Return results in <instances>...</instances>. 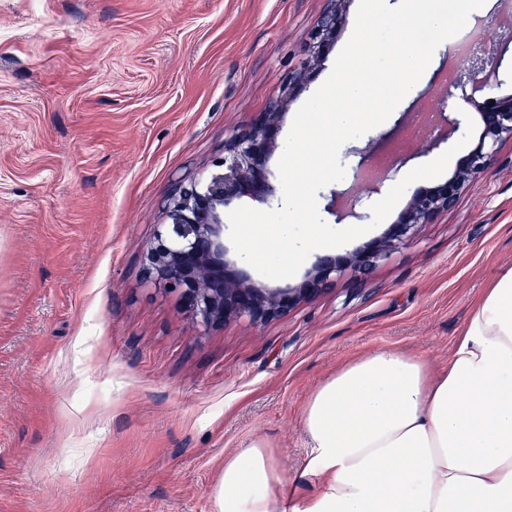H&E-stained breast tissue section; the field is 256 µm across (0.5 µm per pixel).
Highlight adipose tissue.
I'll use <instances>...</instances> for the list:
<instances>
[{"label": "adipose tissue", "instance_id": "adipose-tissue-1", "mask_svg": "<svg viewBox=\"0 0 512 512\" xmlns=\"http://www.w3.org/2000/svg\"><path fill=\"white\" fill-rule=\"evenodd\" d=\"M300 492L257 440L224 460L220 512H512V268L485 289L447 370L379 350L308 400Z\"/></svg>", "mask_w": 512, "mask_h": 512}]
</instances>
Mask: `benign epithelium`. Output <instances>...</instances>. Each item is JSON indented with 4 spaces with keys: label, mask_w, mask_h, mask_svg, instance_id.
I'll list each match as a JSON object with an SVG mask.
<instances>
[{
    "label": "benign epithelium",
    "mask_w": 512,
    "mask_h": 512,
    "mask_svg": "<svg viewBox=\"0 0 512 512\" xmlns=\"http://www.w3.org/2000/svg\"><path fill=\"white\" fill-rule=\"evenodd\" d=\"M349 0H328L318 25L310 32L299 67L288 74L279 94L266 109L243 128L224 138V156L214 162L206 177L180 186L166 205L167 222L160 225L155 245L143 255L142 275L159 281L179 296L183 309L206 328L222 327L247 319L265 323L288 316L304 300L334 287L345 275L368 277L392 251L406 244L422 224L432 223L453 209L461 196L498 160L502 145L512 142V95L497 96L501 85V59L475 56L459 63V79L441 90L427 92L439 102L441 133L428 136L415 156H425L448 143L452 135L466 133L465 116H477L480 130L473 147L448 179L414 191L397 221L381 237L352 252L322 257L303 279L285 288L257 284L228 257L224 245L227 208L244 198L271 209L282 207L283 196L269 166L271 158L284 149L280 134L288 109L324 65L331 44L346 22ZM469 85L484 94L455 103L456 90ZM374 140L355 150L361 155L351 167V179L320 193L326 200L324 213L332 223L347 218L371 219L370 206L382 193L396 167L372 183H364L359 171L372 150Z\"/></svg>",
    "instance_id": "obj_1"
}]
</instances>
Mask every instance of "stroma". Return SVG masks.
Listing matches in <instances>:
<instances>
[{
    "mask_svg": "<svg viewBox=\"0 0 512 512\" xmlns=\"http://www.w3.org/2000/svg\"><path fill=\"white\" fill-rule=\"evenodd\" d=\"M327 0H0V512H218L262 440L301 482L343 362L448 360L512 268V143L370 274L205 329L141 277L178 183L275 98Z\"/></svg>",
    "mask_w": 512,
    "mask_h": 512,
    "instance_id": "1",
    "label": "stroma"
}]
</instances>
